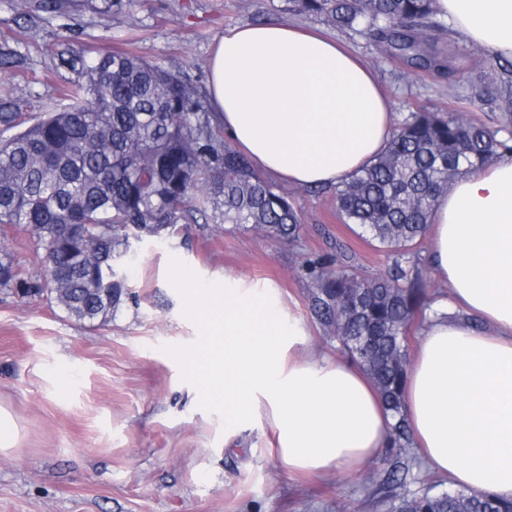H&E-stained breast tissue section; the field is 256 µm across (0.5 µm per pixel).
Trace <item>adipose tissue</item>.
<instances>
[{
	"label": "adipose tissue",
	"instance_id": "obj_1",
	"mask_svg": "<svg viewBox=\"0 0 512 512\" xmlns=\"http://www.w3.org/2000/svg\"><path fill=\"white\" fill-rule=\"evenodd\" d=\"M458 37L512 57V0H438ZM217 120L251 164L293 186H333L386 146L394 115L373 70L336 41L285 24L219 38L208 63ZM429 261L455 318L426 325L403 413L426 466L512 500V154L437 196ZM295 309L224 277V332L209 360L224 434L269 423L289 471L349 476L380 457L391 416L369 376L311 353Z\"/></svg>",
	"mask_w": 512,
	"mask_h": 512
}]
</instances>
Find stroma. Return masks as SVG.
Returning <instances> with one entry per match:
<instances>
[{
  "mask_svg": "<svg viewBox=\"0 0 512 512\" xmlns=\"http://www.w3.org/2000/svg\"><path fill=\"white\" fill-rule=\"evenodd\" d=\"M77 2L68 16L32 19L0 0V42L24 56L0 69V91L25 120L59 97L48 55L59 40L133 50L203 88L216 37L244 24L287 23L337 39L374 70L397 115L419 106L449 113L452 95L476 99L487 85L475 44L437 33L454 76H409L366 35L290 13L285 0H135L109 24L88 0ZM293 202L302 230L291 243L230 224L131 242L115 266L132 297L102 325L75 321L43 296L0 292V407L19 427L16 448L0 454V512H384L392 491L379 486L375 466L347 478L289 474L265 425L224 443V397L211 395L200 352L224 324L225 273L292 297L313 350L332 355L336 345L309 309L303 261L340 252L368 279L389 265L376 242L342 222L327 189L298 188ZM0 246L25 276L42 277L25 226H0Z\"/></svg>",
  "mask_w": 512,
  "mask_h": 512,
  "instance_id": "35a3bbf8",
  "label": "stroma"
}]
</instances>
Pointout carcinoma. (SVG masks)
Listing matches in <instances>:
<instances>
[{"instance_id": "obj_1", "label": "carcinoma", "mask_w": 512, "mask_h": 512, "mask_svg": "<svg viewBox=\"0 0 512 512\" xmlns=\"http://www.w3.org/2000/svg\"><path fill=\"white\" fill-rule=\"evenodd\" d=\"M288 11L340 30L368 35L384 56L411 74L443 69L433 32L437 0H286ZM30 18L65 14L70 0H13ZM125 0H101L100 17L120 14ZM69 74L65 104L0 140V224H22L42 250L47 274L14 276L18 263L0 247V291L45 294L77 321L104 324L129 296L112 266L135 236L171 237L190 224H233L266 238L293 240L302 228L292 193L256 171L214 124L207 100L179 69L133 51L99 54L66 39L50 50ZM487 104L512 118V62L484 59ZM475 103L448 117L426 108L407 113L383 152L334 187L341 220L369 234L392 259L372 280L339 273L344 255L304 262L310 310L343 354L377 386L393 423L376 476L399 490L386 512H512L491 493L407 490L417 456L403 415L408 343L429 306L420 245L437 195L456 176L512 152L472 115ZM22 125L16 104L0 96V130Z\"/></svg>"}]
</instances>
